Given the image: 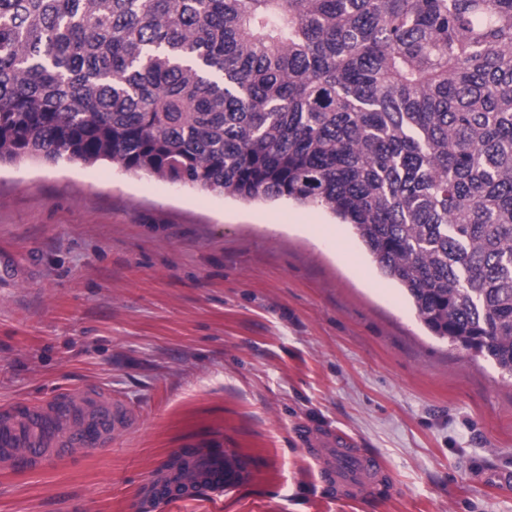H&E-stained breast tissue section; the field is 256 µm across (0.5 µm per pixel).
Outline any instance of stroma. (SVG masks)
Instances as JSON below:
<instances>
[{"instance_id":"1","label":"stroma","mask_w":512,"mask_h":512,"mask_svg":"<svg viewBox=\"0 0 512 512\" xmlns=\"http://www.w3.org/2000/svg\"><path fill=\"white\" fill-rule=\"evenodd\" d=\"M99 387L142 427L28 473L0 512H144L180 448L246 479L168 512H512V379L432 336L351 226L92 165L0 164V406ZM340 430L391 471L318 483L296 426Z\"/></svg>"}]
</instances>
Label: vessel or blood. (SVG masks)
<instances>
[{
	"label": "vessel or blood",
	"instance_id": "1",
	"mask_svg": "<svg viewBox=\"0 0 512 512\" xmlns=\"http://www.w3.org/2000/svg\"><path fill=\"white\" fill-rule=\"evenodd\" d=\"M134 414L111 393L89 387L78 392L59 390L31 402L0 408V466L39 471L79 448H108L131 430ZM299 443L312 451L319 482L353 494L378 485L387 472L375 455L355 450L342 432L318 433L300 427ZM204 482L209 491L224 488V455L208 454Z\"/></svg>",
	"mask_w": 512,
	"mask_h": 512
}]
</instances>
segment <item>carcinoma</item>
<instances>
[{
    "label": "carcinoma",
    "mask_w": 512,
    "mask_h": 512,
    "mask_svg": "<svg viewBox=\"0 0 512 512\" xmlns=\"http://www.w3.org/2000/svg\"><path fill=\"white\" fill-rule=\"evenodd\" d=\"M61 158L323 206L512 377V0H0V162Z\"/></svg>",
    "instance_id": "carcinoma-1"
}]
</instances>
